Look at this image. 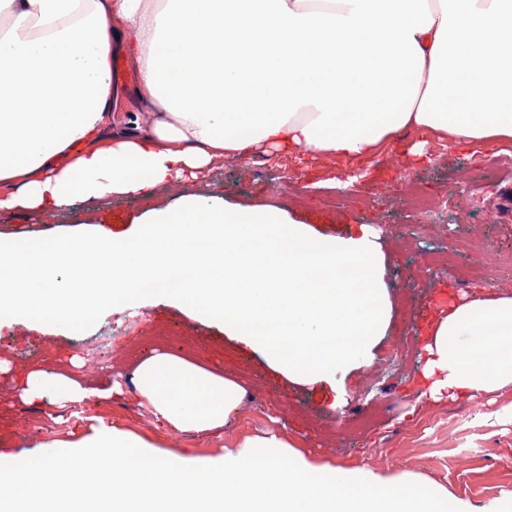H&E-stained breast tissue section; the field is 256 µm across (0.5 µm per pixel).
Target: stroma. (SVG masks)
Masks as SVG:
<instances>
[{
  "label": "stroma",
  "instance_id": "1",
  "mask_svg": "<svg viewBox=\"0 0 512 512\" xmlns=\"http://www.w3.org/2000/svg\"><path fill=\"white\" fill-rule=\"evenodd\" d=\"M512 154V140L453 146L448 136L413 128L392 137L376 155L351 159L300 150L269 153L261 163L248 159L224 161L205 179L182 181L158 189L152 197H109L78 202L56 212L43 223L18 212L0 213V235L19 240L39 239L47 231L92 232L104 225L115 234H132L142 215L152 208L174 205L180 197H218L228 205L271 204L289 210L320 234L340 236L357 224H372L381 231L390 254L386 281L393 306L387 336L377 347L385 352L398 337L411 339L421 351L440 310L461 297L490 294L485 284L461 287L447 270L422 277L405 287L403 265L414 252L447 246L473 235L489 246L512 248V170L490 173L483 161ZM404 156L409 173L427 193L452 187L462 166H472L462 191L474 200L464 213L443 216L442 231L422 232L413 241L398 234L401 225L415 224L406 202L390 194L393 173L386 162ZM354 177V191L336 203L332 179ZM287 181V190L273 193L269 185ZM383 190L385 205L370 208V192ZM141 324L127 328L114 339L111 358L93 370L73 365L72 356H85L74 334L58 327L0 320V337L9 338L14 352L0 353V453L25 467L41 441H70L105 424L143 437L161 449L200 457L223 454L225 446L247 436L274 430L289 443L314 457L350 465L369 463L386 474L408 472L434 481L471 512H512V385L474 398L434 401L420 394V366L380 369L360 367L346 380L344 398H337L329 383L305 386L289 382L271 371L264 361L236 340L225 336L219 322L203 321L179 305L161 301L146 308ZM171 329L181 337L170 353L199 362L214 372L235 379L245 390L239 410L224 428L206 436L179 433L157 422L132 381L139 363L153 354L147 329ZM27 350L41 351L43 364L55 372L81 379L91 387L106 381L121 383V392L91 406L48 405L21 396V376L30 367ZM383 407L378 422L346 439L344 420L353 419L366 399Z\"/></svg>",
  "mask_w": 512,
  "mask_h": 512
}]
</instances>
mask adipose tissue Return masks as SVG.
Listing matches in <instances>:
<instances>
[{
	"mask_svg": "<svg viewBox=\"0 0 512 512\" xmlns=\"http://www.w3.org/2000/svg\"><path fill=\"white\" fill-rule=\"evenodd\" d=\"M0 207L151 197L270 147L362 158L409 127L512 139V0H0ZM137 74L138 111L112 60ZM430 398L512 384V296L449 307L424 347ZM153 417L204 435L235 381L158 352L135 371ZM22 392L89 404L110 388L33 366ZM0 512H470L441 487L308 459L275 432L214 458L163 454L106 426L48 443Z\"/></svg>",
	"mask_w": 512,
	"mask_h": 512,
	"instance_id": "1",
	"label": "adipose tissue"
}]
</instances>
